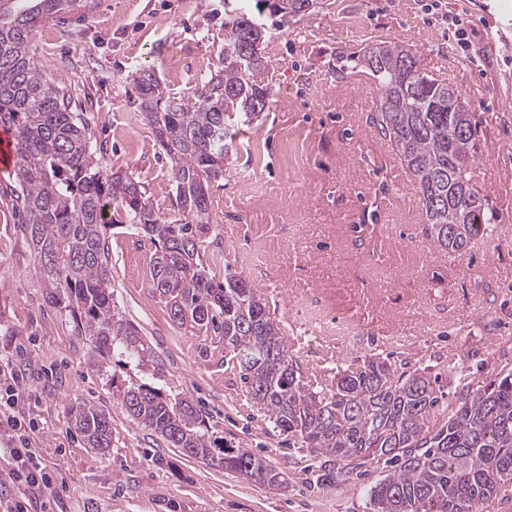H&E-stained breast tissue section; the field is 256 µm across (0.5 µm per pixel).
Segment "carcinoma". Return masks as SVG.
Returning <instances> with one entry per match:
<instances>
[{"label":"carcinoma","mask_w":512,"mask_h":512,"mask_svg":"<svg viewBox=\"0 0 512 512\" xmlns=\"http://www.w3.org/2000/svg\"><path fill=\"white\" fill-rule=\"evenodd\" d=\"M286 20L314 6L295 0L286 9L268 0ZM93 0H0V126L13 131L14 176L20 190L12 207L25 216L43 287L55 305L78 314L75 330L101 355L114 351L143 365L151 349L139 331L112 307V212L123 211L160 250L151 278L171 321L192 333L210 330L216 316L252 398L281 430L300 436L324 457L317 480L336 482L373 461L390 473L372 490L375 512H478L491 498L512 501V372L482 386L466 382L461 404L448 420L429 425L440 398L425 371L393 378L392 365L368 360L336 373V381L304 380L257 290L249 283L206 270L201 250L210 231L209 187L224 176L238 121L259 115L269 89L255 72L263 57L247 61L236 49L266 35L245 13L224 23L221 66L189 100H164L153 74L138 77L139 108L171 163L181 221L161 220L145 202L133 176L112 171L91 144L82 113L67 84L39 66L31 54L33 31L63 14H87ZM381 99L370 122L388 138L420 185L423 232L439 246L463 254L494 220L476 181V121L452 86L421 73L410 50L384 42L358 54ZM128 415L182 455L227 471L251 472L269 486L283 479L246 448H218L201 428L197 406L172 399L150 383L116 387ZM74 426L89 448H112L105 413L72 410Z\"/></svg>","instance_id":"1"}]
</instances>
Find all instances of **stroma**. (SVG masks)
<instances>
[{
    "mask_svg": "<svg viewBox=\"0 0 512 512\" xmlns=\"http://www.w3.org/2000/svg\"><path fill=\"white\" fill-rule=\"evenodd\" d=\"M426 0H319L281 21L258 0H95L90 15L48 23L35 59L62 77L113 170L141 182L165 221L179 218L170 164L138 105L134 80L155 73L167 97L188 98L219 66L225 22L243 11L263 24L261 84L272 104L245 126L212 182L205 259L257 289L305 379L370 359L425 369L459 403L465 380L488 385L512 373V0H446L468 31L466 52L448 48L446 23ZM385 42L412 52L417 68L456 88L479 121L477 180L496 215L464 255L423 232L417 184L368 115L380 100L357 62ZM14 179L0 172V361L12 363L25 417L58 497L8 478L0 493L28 512H374L370 490L388 473L372 463L332 484L299 436L277 427L241 381L221 332L173 325L153 289L158 248L127 219L111 230L112 303L152 351L148 367L100 359L53 305L18 214L6 208ZM350 334L326 333L333 322ZM149 382L197 402L216 444L243 447L287 480L274 489L183 456L127 414L113 383ZM104 412L107 454L87 448L70 411Z\"/></svg>",
    "mask_w": 512,
    "mask_h": 512,
    "instance_id": "1",
    "label": "stroma"
}]
</instances>
